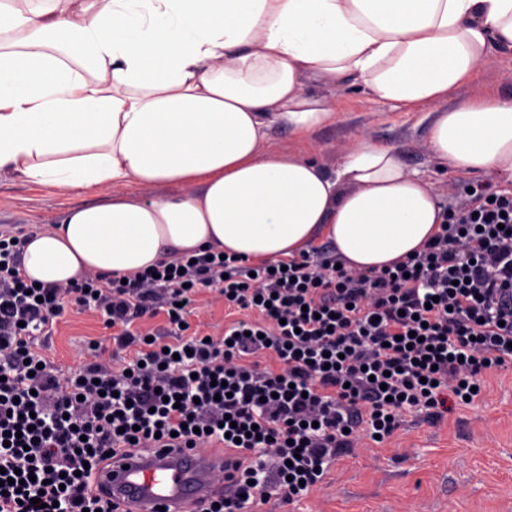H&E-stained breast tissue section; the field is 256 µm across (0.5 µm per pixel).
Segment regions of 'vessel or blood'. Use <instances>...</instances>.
<instances>
[{
    "mask_svg": "<svg viewBox=\"0 0 512 512\" xmlns=\"http://www.w3.org/2000/svg\"><path fill=\"white\" fill-rule=\"evenodd\" d=\"M91 488L119 512H208L224 495V458L161 443L146 455L116 457L94 473Z\"/></svg>",
    "mask_w": 512,
    "mask_h": 512,
    "instance_id": "vessel-or-blood-1",
    "label": "vessel or blood"
}]
</instances>
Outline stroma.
I'll return each mask as SVG.
<instances>
[{
	"instance_id": "1",
	"label": "stroma",
	"mask_w": 512,
	"mask_h": 512,
	"mask_svg": "<svg viewBox=\"0 0 512 512\" xmlns=\"http://www.w3.org/2000/svg\"><path fill=\"white\" fill-rule=\"evenodd\" d=\"M489 94H512V52L484 63L460 86L453 102ZM426 111L403 112L357 88L336 89V119L300 139L274 129L270 142L284 153H311L333 168L359 141L397 147L411 172L427 180L445 203L471 185H506L492 170L456 173L429 149ZM97 190H50L0 175V228L56 225L66 210L99 202ZM100 342L104 357L117 355L101 320L68 305L51 335L38 337L42 352L69 372ZM259 512H512V364L489 375L480 396L430 424L405 416L396 437L386 443L361 438L353 451L332 464L322 485L292 504L271 497Z\"/></svg>"
}]
</instances>
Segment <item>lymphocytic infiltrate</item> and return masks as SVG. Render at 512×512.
Returning <instances> with one entry per match:
<instances>
[{
	"label": "lymphocytic infiltrate",
	"mask_w": 512,
	"mask_h": 512,
	"mask_svg": "<svg viewBox=\"0 0 512 512\" xmlns=\"http://www.w3.org/2000/svg\"><path fill=\"white\" fill-rule=\"evenodd\" d=\"M29 238L0 232V467L22 480L0 488V512H117L94 470L173 437L232 466L209 512L290 503L359 437L442 419L512 363L511 188L474 185L422 251L382 270L341 267L325 242L283 263L202 249L125 281L35 287ZM205 290L234 314L219 338L188 324ZM70 303L100 315L124 368L45 362L35 339ZM159 309L167 344L135 326Z\"/></svg>",
	"instance_id": "1"
}]
</instances>
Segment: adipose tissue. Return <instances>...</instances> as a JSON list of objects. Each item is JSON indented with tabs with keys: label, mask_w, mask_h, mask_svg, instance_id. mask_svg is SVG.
<instances>
[{
	"label": "adipose tissue",
	"mask_w": 512,
	"mask_h": 512,
	"mask_svg": "<svg viewBox=\"0 0 512 512\" xmlns=\"http://www.w3.org/2000/svg\"><path fill=\"white\" fill-rule=\"evenodd\" d=\"M508 50L512 0H0V173L103 194L34 235L23 273L132 276L206 245L277 261L322 238L351 269L403 259L445 208L396 147L360 142L330 171L271 130L335 121L323 91L344 83L435 105L448 169L512 176V97L444 106Z\"/></svg>",
	"instance_id": "adipose-tissue-1"
}]
</instances>
